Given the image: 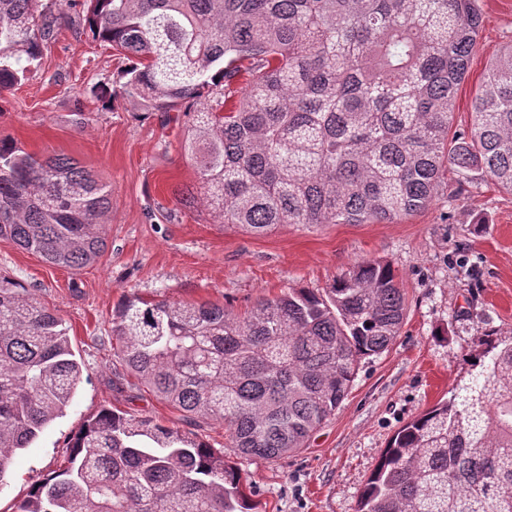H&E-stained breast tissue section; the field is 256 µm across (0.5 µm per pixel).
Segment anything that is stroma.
Listing matches in <instances>:
<instances>
[{
    "label": "stroma",
    "mask_w": 512,
    "mask_h": 512,
    "mask_svg": "<svg viewBox=\"0 0 512 512\" xmlns=\"http://www.w3.org/2000/svg\"><path fill=\"white\" fill-rule=\"evenodd\" d=\"M42 6L59 16L60 29L26 79L0 93V135L31 155H65L95 171L112 186V215L104 254L78 271L0 238V273L63 319L82 365L64 416L13 457L0 512H15L35 484L66 466L73 435L101 409L182 426L179 412L137 385L113 355L112 316L125 297L243 313L260 297L327 288L357 262L376 260L391 266L406 294L400 334L362 359L347 398L308 448L274 460L241 457L226 448L222 426L197 430L241 471L262 512H356L395 432L448 399L487 340L512 337V193L480 176L462 185L446 172L431 203L395 223L283 224L246 234L173 195L198 180L182 149L188 117L144 111L136 97L102 109L92 88L118 81L129 59L94 40L68 0ZM481 9L478 48L458 91V134L470 124L488 63L512 42V0H482Z\"/></svg>",
    "instance_id": "35a3bbf8"
}]
</instances>
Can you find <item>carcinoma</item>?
I'll list each match as a JSON object with an SVG mask.
<instances>
[{
  "instance_id": "obj_1",
  "label": "carcinoma",
  "mask_w": 512,
  "mask_h": 512,
  "mask_svg": "<svg viewBox=\"0 0 512 512\" xmlns=\"http://www.w3.org/2000/svg\"><path fill=\"white\" fill-rule=\"evenodd\" d=\"M481 0H84L93 37L131 59L98 88L110 108L192 115L197 183L174 190L224 224L393 223L426 207L442 172L478 169L512 192V43L488 64L467 134L451 144L476 52ZM57 17L0 0V93L27 77ZM247 89L233 104L234 86ZM112 186L77 161L36 158L0 137V238L81 269L107 247ZM394 270L362 261L324 293L292 288L247 314L125 298L114 355L189 424L273 459L335 415L361 359L400 335ZM82 380L62 318L0 274V484L14 455L63 416ZM16 512H258L240 471L199 435L103 409L68 465ZM357 512H512V340L487 344L451 397L403 425Z\"/></svg>"
}]
</instances>
